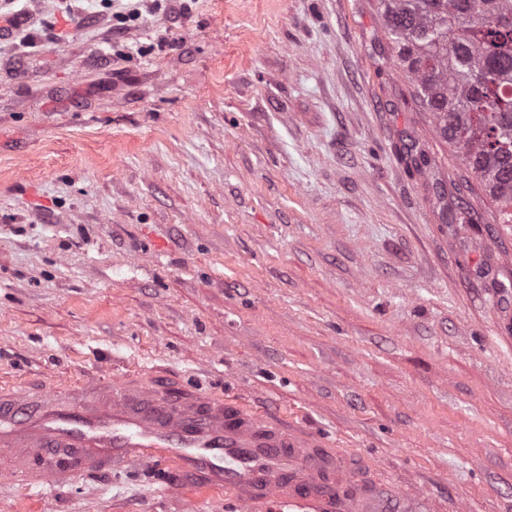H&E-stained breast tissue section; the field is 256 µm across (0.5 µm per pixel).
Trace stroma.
<instances>
[{"label": "stroma", "instance_id": "1", "mask_svg": "<svg viewBox=\"0 0 512 512\" xmlns=\"http://www.w3.org/2000/svg\"><path fill=\"white\" fill-rule=\"evenodd\" d=\"M14 15L0 385L151 362L329 432L391 484L416 477V507L389 512H512V224L413 104L376 0ZM167 473L43 492L7 473L0 512H224Z\"/></svg>", "mask_w": 512, "mask_h": 512}]
</instances>
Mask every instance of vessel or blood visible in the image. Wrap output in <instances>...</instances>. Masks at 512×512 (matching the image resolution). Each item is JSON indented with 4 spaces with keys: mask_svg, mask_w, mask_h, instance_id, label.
Listing matches in <instances>:
<instances>
[{
    "mask_svg": "<svg viewBox=\"0 0 512 512\" xmlns=\"http://www.w3.org/2000/svg\"><path fill=\"white\" fill-rule=\"evenodd\" d=\"M0 447L33 486L168 465L224 492L227 512H387L396 489L334 438L165 376L157 367L59 394L0 387Z\"/></svg>",
    "mask_w": 512,
    "mask_h": 512,
    "instance_id": "obj_1",
    "label": "vessel or blood"
}]
</instances>
